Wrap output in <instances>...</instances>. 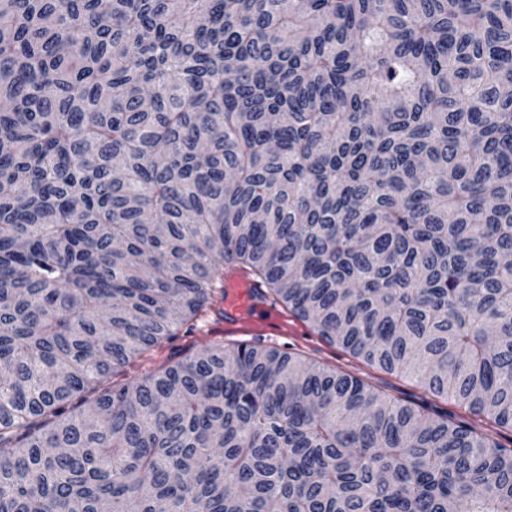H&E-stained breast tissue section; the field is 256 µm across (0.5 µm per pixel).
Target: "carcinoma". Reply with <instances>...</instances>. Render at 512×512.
<instances>
[{
	"label": "carcinoma",
	"instance_id": "cac0c4a2",
	"mask_svg": "<svg viewBox=\"0 0 512 512\" xmlns=\"http://www.w3.org/2000/svg\"><path fill=\"white\" fill-rule=\"evenodd\" d=\"M511 255L512 0H0V512H512L448 413L154 361L243 268L512 429Z\"/></svg>",
	"mask_w": 512,
	"mask_h": 512
}]
</instances>
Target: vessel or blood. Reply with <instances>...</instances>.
I'll return each mask as SVG.
<instances>
[{
    "label": "vessel or blood",
    "instance_id": "vessel-or-blood-1",
    "mask_svg": "<svg viewBox=\"0 0 512 512\" xmlns=\"http://www.w3.org/2000/svg\"><path fill=\"white\" fill-rule=\"evenodd\" d=\"M237 279L234 301L216 308L204 332L209 336H273L277 333L271 318L275 313L263 287L252 281L247 271L231 273Z\"/></svg>",
    "mask_w": 512,
    "mask_h": 512
}]
</instances>
